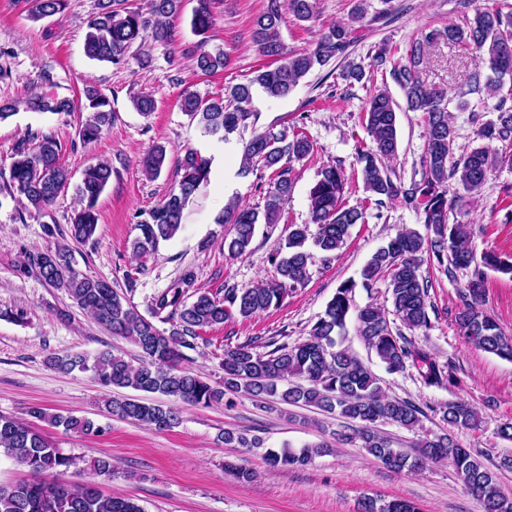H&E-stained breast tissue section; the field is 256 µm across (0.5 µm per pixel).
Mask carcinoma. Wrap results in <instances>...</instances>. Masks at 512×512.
I'll list each match as a JSON object with an SVG mask.
<instances>
[{
    "label": "carcinoma",
    "mask_w": 512,
    "mask_h": 512,
    "mask_svg": "<svg viewBox=\"0 0 512 512\" xmlns=\"http://www.w3.org/2000/svg\"><path fill=\"white\" fill-rule=\"evenodd\" d=\"M196 2L191 28L200 40L191 56L198 70L212 74L224 68L227 55L222 48L207 49V33L214 25L212 0ZM25 5L28 20L39 22L64 12L67 0H25ZM181 8L182 0H147L145 10L126 6V0H95L86 22L84 53L91 60L118 65L136 44L142 46L149 39L167 43L172 38L171 22ZM315 8L316 0H267L266 8L253 20L252 39L258 54L275 59V66L259 71L248 84L226 89L223 98L204 101L187 92L181 99L182 111L206 132L224 138L252 116L247 105L255 85L271 97H286L315 67L339 58L347 61L343 76L361 81L364 67L348 60L353 38L352 29L344 24L329 26L310 51H284L281 26L285 14L307 22L315 17ZM440 42L474 50L478 65L492 72L483 84L480 73L471 74L474 91L498 98L493 107L495 116L490 119L485 120L479 111L472 110V120L479 124L480 143L458 156L449 109L453 98L442 88L427 86L420 77L429 49ZM392 77L412 110L425 114L427 140L423 176L407 184L389 167L398 154V105L387 89L373 90L363 113L373 146L359 152L358 177L376 206L398 201L412 209L425 227L423 234L408 228L401 230L362 268L359 284L366 289L387 274L392 310L376 303L356 307L353 292L359 284L347 280L336 288L303 341L290 346L272 337L263 341L257 338L224 348V382L214 386L204 376L181 368L183 350L194 347L196 329L220 325L235 316L250 319L302 284L311 259L306 249L309 225L293 226L288 232L287 252L271 256L277 273L272 280L251 288L226 287L222 301L197 292L188 303L185 297L194 284V273L186 270L154 300L148 317L107 279L76 271L69 261V248L54 253L29 252L25 254V266L35 269L48 285L64 291L98 324L131 339L141 351L136 365L109 350L93 357L52 354L48 364L63 372H89L104 388H130L173 397L189 405L209 407L224 401L231 406L233 396L243 394L269 405L309 407L336 414L348 420L336 440L360 442V447L393 471L420 470L427 461L446 459L450 457L448 452H453V465L479 512H512V499L500 492L498 482L499 471L512 469V458H502L491 469L480 455L457 447L448 433L426 439L412 452L394 447L381 426L391 424L412 431L420 426L425 411L410 400L385 395L377 377L343 346L347 324L352 321L356 335L374 351L388 372L413 368L427 387L452 384L451 368L440 364L431 350L404 334L406 330L430 327L429 311L434 305L428 280L419 274V269L425 263H435L450 277L458 271L468 274L461 291L463 308L455 317L458 335L487 353L512 361V337L505 335L497 321L482 309L486 271L512 276V261L493 250L476 254L467 225L459 220L449 222V214L457 210L460 202L480 195L491 173L504 166L512 168V153L492 148L495 142L512 145V91L502 94L505 81L512 82V12L477 8L462 25L450 23L442 29L421 32L410 44L405 60L392 68ZM83 94L84 102L76 105L69 98L30 93L20 100L1 103L0 121L21 109L52 114L86 112L78 138L94 142L112 125V107L109 98L94 86L86 87ZM312 148L306 136L286 128L269 127L246 142L241 173L249 174L256 159L272 170L274 179L266 190L263 210L235 201L224 207L221 223L231 226V235L224 237V249L230 256L248 250L256 225L279 223L283 205L293 189L291 163L307 156ZM166 159L165 147H154L142 159L145 173L159 176ZM174 168L177 187L157 206L136 215L140 236L133 244V252L139 256L175 236L188 203L208 182L209 160L191 149L177 157ZM72 178V172L60 162L54 136L27 135L13 149L6 190L11 199L43 210ZM111 181L112 166L107 162L99 161L83 170L77 186L80 208L70 224V238L75 242L84 243L94 236L97 200ZM347 185L342 167L330 165L320 171L309 192L310 221L317 226L313 244L328 256L343 247L354 225L365 223L363 206L344 203ZM391 314L400 325L392 326ZM155 318L163 323L176 318L178 322L166 331L155 325ZM106 409L113 416L158 431L170 430L180 423L178 409L159 401L114 398L106 402ZM432 412L453 428H473L477 424L475 411L462 400L450 401ZM28 415L79 436H99L104 432L101 425L85 416L48 413L42 407L29 408ZM220 438L241 448L263 445L259 437L244 431H225ZM332 450L330 442L321 441L306 444L298 451L288 447L269 449L266 457L271 466L288 469L306 466ZM1 455L27 468L32 479L0 488V512H143L133 500L99 489L97 478L112 476L110 458L93 461L92 477L82 483L71 485L54 480V476L75 465V458L54 446L29 422L0 415ZM361 512L420 509L403 499L382 503L367 499Z\"/></svg>",
    "instance_id": "cac0c4a2"
}]
</instances>
